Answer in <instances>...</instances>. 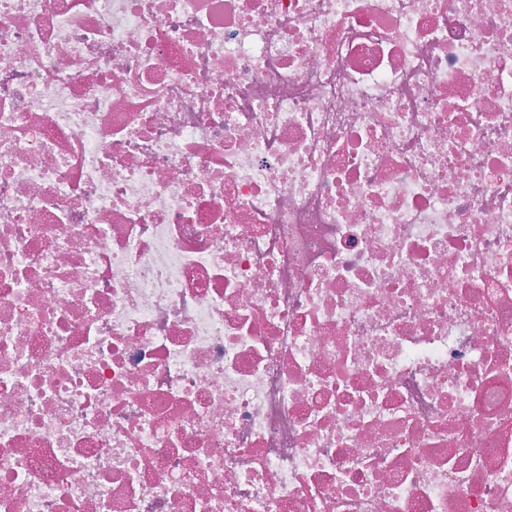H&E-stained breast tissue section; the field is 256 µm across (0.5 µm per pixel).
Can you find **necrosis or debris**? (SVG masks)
I'll use <instances>...</instances> for the list:
<instances>
[{"instance_id": "necrosis-or-debris-1", "label": "necrosis or debris", "mask_w": 512, "mask_h": 512, "mask_svg": "<svg viewBox=\"0 0 512 512\" xmlns=\"http://www.w3.org/2000/svg\"><path fill=\"white\" fill-rule=\"evenodd\" d=\"M0 512H512V0H0Z\"/></svg>"}]
</instances>
